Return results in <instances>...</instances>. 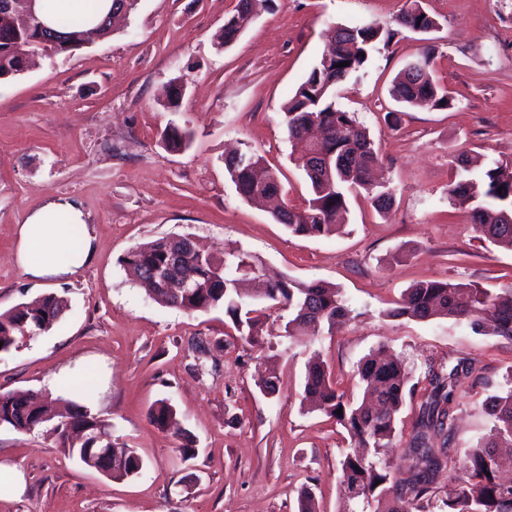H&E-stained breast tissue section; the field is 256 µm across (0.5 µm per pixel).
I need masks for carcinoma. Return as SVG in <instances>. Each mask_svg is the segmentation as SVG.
Here are the masks:
<instances>
[{"label": "carcinoma", "instance_id": "cac0c4a2", "mask_svg": "<svg viewBox=\"0 0 512 512\" xmlns=\"http://www.w3.org/2000/svg\"><path fill=\"white\" fill-rule=\"evenodd\" d=\"M260 0H238L235 12L224 22L220 46L236 41L251 23ZM397 29H384L376 23L336 29V44L325 47L319 63L298 86L283 106L290 139L300 145L293 158L309 184L310 198L305 207L284 203L273 212L274 220L293 235L330 236L341 228L348 211V197L365 193L379 213L393 204V189L369 181L371 168L378 163L366 129L354 114L336 106V85L358 72L370 51L380 42L389 43L401 31L428 34L437 28L436 20L422 6V0H407V7L396 19ZM63 38L65 47L42 48L53 55L71 54L82 49L89 31L80 28L76 18L61 15L58 26H44L39 17L21 25L16 17L0 12V80L21 74L27 62L26 51L34 44L47 42L45 31ZM434 48L427 45L417 59L393 80L390 96L402 107L426 101L435 109L451 107L448 91L433 74ZM348 62L345 67L342 62ZM171 151L186 149L191 133L175 126L162 133ZM248 160L236 164L224 159V168L237 193L250 202H262L282 193V183L274 171L262 179L254 168L264 163L262 155L246 148ZM448 196L456 205L468 209L471 223L494 244L512 250V163L487 167L448 185ZM165 237L139 244L121 259L136 277L146 294L157 304L187 311L208 312L221 308L241 337L251 344L260 341L266 311L285 306L292 317L283 333L296 336L305 329L333 327L349 316L350 309L340 289L329 283H305L283 278L266 282L256 307L246 301L237 288L244 277L256 274L257 264L245 253L230 262L214 254L203 256L187 250L184 264L196 272L194 287L166 288L155 280V272L168 262ZM61 316L60 300L53 294L23 302L0 313V354L19 343L50 331ZM393 318L427 320L451 318L467 322L477 334L512 341V290L494 294L448 280H430L408 288L397 307L386 312ZM357 374L364 400L350 403L338 392L327 364L318 356L308 362L304 392L314 398L315 409L332 418L350 434L353 446L341 460L344 483L352 497H387L382 512H512V456L500 455L497 448L512 447V386L489 398L486 413L492 426L488 438L469 449L462 465L449 448L453 410L452 374L431 370L430 395L421 403L414 434L403 449L401 462L382 458L392 447L396 433V414L405 402L411 372L405 362L384 348L371 351L360 362ZM54 413L37 396L0 393V426L31 433L48 420L60 447L85 468L102 472L113 479L132 478L143 467L142 458L130 448L109 441L110 424L88 407L58 397ZM342 414H336L337 410ZM158 427L181 432L176 409L167 401L155 402L149 410ZM124 466L112 465V457ZM457 469L458 475L445 491L434 486L442 469Z\"/></svg>", "mask_w": 512, "mask_h": 512}]
</instances>
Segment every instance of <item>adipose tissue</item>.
Instances as JSON below:
<instances>
[{
  "label": "adipose tissue",
  "mask_w": 512,
  "mask_h": 512,
  "mask_svg": "<svg viewBox=\"0 0 512 512\" xmlns=\"http://www.w3.org/2000/svg\"><path fill=\"white\" fill-rule=\"evenodd\" d=\"M92 250L79 204L58 196L32 210L20 225L15 262L34 279L64 278L85 265Z\"/></svg>",
  "instance_id": "ef3b65f1"
}]
</instances>
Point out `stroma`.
I'll list each match as a JSON object with an SVG mask.
<instances>
[{"label":"stroma","mask_w":512,"mask_h":512,"mask_svg":"<svg viewBox=\"0 0 512 512\" xmlns=\"http://www.w3.org/2000/svg\"><path fill=\"white\" fill-rule=\"evenodd\" d=\"M237 0H138L110 39L72 55L43 56L0 81V312L54 293L68 301L49 332L0 355V392L68 395L88 384L87 405L144 461L113 479L80 467L55 436L0 427V512H297L311 488L320 512H377L349 498L340 462L350 438L302 405L306 364L320 352L346 400L361 396L357 368L371 350L401 356L412 395L388 458L400 459L430 368L472 359L480 378L457 375L452 448L465 456L490 428L485 403L512 379V342L451 319L387 317L406 288L449 280L494 293L512 289V250L486 240L448 198L456 158L512 163V0H423L438 22L434 73L452 108L394 110L396 74L423 50L419 35L377 45L336 89L379 151L395 202L386 214L350 200L340 233L297 237L242 199L224 173L242 145L282 173L289 204L303 206L305 175L291 161L282 108L322 56L335 26L394 28L406 0H268L229 47L217 37ZM183 87L166 108L171 83ZM191 131L183 152L162 133ZM80 204L95 238L81 269L53 282L28 278L13 254L17 226L51 196ZM188 235L216 255L250 253L264 274L341 288L351 314L333 334L285 337L272 311L263 341L248 344L223 311L188 312L148 297L120 260L133 246ZM278 378L274 394L261 378ZM164 399L181 433L148 418ZM193 455L182 460L179 448Z\"/></svg>","instance_id":"1"}]
</instances>
